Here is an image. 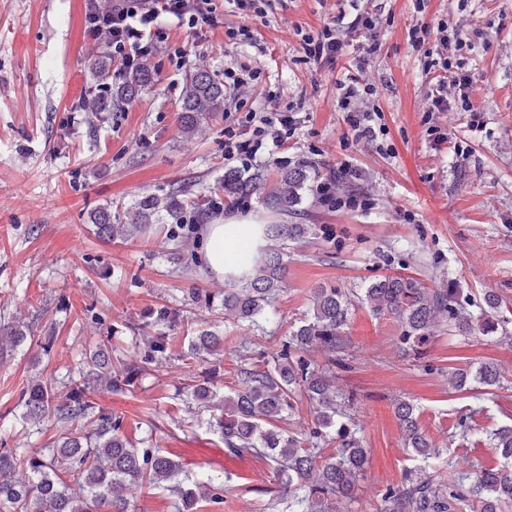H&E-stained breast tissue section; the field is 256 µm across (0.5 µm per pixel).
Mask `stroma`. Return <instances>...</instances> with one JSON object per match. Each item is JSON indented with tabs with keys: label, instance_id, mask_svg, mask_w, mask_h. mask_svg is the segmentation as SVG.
Listing matches in <instances>:
<instances>
[{
	"label": "stroma",
	"instance_id": "1",
	"mask_svg": "<svg viewBox=\"0 0 512 512\" xmlns=\"http://www.w3.org/2000/svg\"><path fill=\"white\" fill-rule=\"evenodd\" d=\"M384 25L380 50L363 76L377 89L376 102L389 130L393 155L347 143L348 126L336 110V82L352 64L339 59L320 70L298 60L295 26L319 28L336 15L332 0H290L268 24H254L252 43L229 46L223 28L200 36L165 26L166 40L154 54V81L134 102L90 130L73 108L89 83L92 54L86 32V0H0V321L28 325L26 342L0 346V448L42 452L66 425L26 421L21 395L33 381L57 382L81 354L107 345L115 356L134 358L136 341L126 324L150 306L184 309L187 291L221 294L207 265L178 270L165 253L169 227L105 241L89 220L92 210L122 205L183 186L189 201H208L212 218L251 216L280 224H315L313 243L291 249L288 278L264 329L225 320L221 306L197 311L196 321L224 338V353L185 363L187 346L177 334L170 358L148 366L133 388L104 392L97 403L124 419L131 441L154 434L160 448L189 474L224 477V501L204 512H285L273 468L262 458H231L208 425L209 412L183 400L190 378H210L220 391L236 385L241 347L254 356L279 351L285 336L309 308L315 288L335 286L360 293L387 275H402L427 288L452 285L471 313L487 292L500 299L506 331L464 336L448 324L432 331L424 358L403 355L398 321L351 308L346 365L336 371L346 397V422L370 455L345 512H379L381 494L399 484L419 462L405 448L394 415L395 400L411 401L426 435L440 448L430 465L444 481L500 462L487 436L512 426V0H428L417 13L414 0H372ZM447 19L471 48L456 53L474 76L471 99L483 125L470 129L467 113H439L451 143L434 145L425 134V79L408 31L418 22ZM183 48L182 64L169 55ZM262 68V83L248 98L263 111L270 98L301 103L289 146L262 155L270 170L309 158L328 173L351 161L356 191L371 209L310 211L288 215L257 200L228 209L221 180L224 129L234 115L202 120L189 140L177 134L183 82L193 68L223 78L228 66ZM465 142L468 156L453 145ZM412 220H404V213ZM501 366L499 386L483 395L449 385L454 369Z\"/></svg>",
	"mask_w": 512,
	"mask_h": 512
}]
</instances>
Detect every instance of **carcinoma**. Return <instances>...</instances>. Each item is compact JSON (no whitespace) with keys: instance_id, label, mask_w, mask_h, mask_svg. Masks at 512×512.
I'll return each instance as SVG.
<instances>
[{"instance_id":"carcinoma-1","label":"carcinoma","mask_w":512,"mask_h":512,"mask_svg":"<svg viewBox=\"0 0 512 512\" xmlns=\"http://www.w3.org/2000/svg\"><path fill=\"white\" fill-rule=\"evenodd\" d=\"M112 56L103 51L92 58L90 72L102 94L88 101L85 122L94 129L102 113L118 111L132 103L154 78V65L146 64L126 73L112 84ZM224 109V83L199 67L185 79L177 118L178 136L193 135L201 119ZM316 173L306 163L278 167L275 172L256 169L224 171V202L235 207L255 198L266 208L281 214L294 210L305 199ZM186 190L178 187L164 196L147 195L126 208L131 222L112 223V210L100 207L90 213L96 234L102 239L116 237L117 230L129 235L147 231L162 218L174 225V247L169 260L176 266L199 264L195 252L200 224L210 208L196 203L187 209ZM315 224H265L262 232L270 244L261 259H249L243 252L236 264L247 269L241 276H227L221 307L224 320L258 325L267 307L282 290L288 275V249L316 235ZM375 315H391L401 326L399 343L415 355L423 347L434 324L444 321L468 335L485 333L495 324L490 319L472 318L458 297L456 288L429 289L397 276H383L372 282L361 297ZM351 298L336 287L314 289L311 306L304 318L285 337L273 362L260 365L251 357L239 356L237 388L219 395L214 381L195 380L186 386V397L198 407L211 409L220 399V413L209 422L224 443L225 454L239 458L262 456L272 466L277 483L288 498V512H336L339 501L355 498L369 449L351 434L341 416L338 392L333 385V368L342 364ZM183 312L162 305L149 309L145 319L130 325L136 334L139 357L112 361L108 351L99 349L84 357L77 373L58 386L34 382L24 392L30 418L67 423V436L48 443V454H30L20 448H0V504L10 512H128L122 489L127 484L162 488L176 498V512H194L199 501L224 502V479L201 474L183 482L178 476L183 463L165 455L151 439L131 442L123 432V418L100 407L93 395L100 390L122 392L145 374L146 365L159 366L167 360L172 335L185 325ZM25 330L15 323H0V341L19 347ZM323 361H318L316 352ZM224 354V337L209 329H197L188 337L182 358ZM500 368L484 364L476 372L457 369L452 373L456 388L475 379L490 387L499 382ZM309 403L313 422L299 436L277 426L294 409L295 398ZM395 415L404 447L422 460L440 456L418 422L415 405L395 402ZM494 448L503 463L498 468L467 473L454 483L437 476L426 478L412 473L404 482L388 486L381 494V512H505L512 508V426L492 433ZM336 443L331 455L322 449Z\"/></svg>"}]
</instances>
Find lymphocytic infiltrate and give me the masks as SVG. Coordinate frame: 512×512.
<instances>
[{"label":"lymphocytic infiltrate","instance_id":"f902f5d3","mask_svg":"<svg viewBox=\"0 0 512 512\" xmlns=\"http://www.w3.org/2000/svg\"><path fill=\"white\" fill-rule=\"evenodd\" d=\"M347 3L348 11L339 12L320 29L298 30L301 62L320 69L335 65L338 58L347 54H358L364 61L379 50L382 18L378 10L361 6L360 0H347ZM162 20L185 28L191 34H200L204 28L218 23L216 0H111L106 8L101 7L98 0H88L90 39L93 45L111 49L121 76L137 67L142 59L153 56L164 42L165 35L157 27ZM409 39L414 47L423 51L421 67L427 83V114L455 108L469 113L471 127H480L483 112L470 98L473 76L462 65L453 63L449 55L450 50L466 46L465 35L441 20L434 25H415L409 31ZM261 74V69L248 66L224 70V108L243 113L236 124L224 129V157L239 161L245 171L253 167L260 153L268 147L284 145L297 130L296 104L271 112L246 109L244 98ZM376 96L375 86L358 77L338 81L336 106L346 114L352 143L387 144L388 129L374 103ZM349 172L350 165L344 162L337 177L316 183L313 194L321 205L351 211L370 208L371 203L364 194L338 191V177Z\"/></svg>","mask_w":512,"mask_h":512}]
</instances>
